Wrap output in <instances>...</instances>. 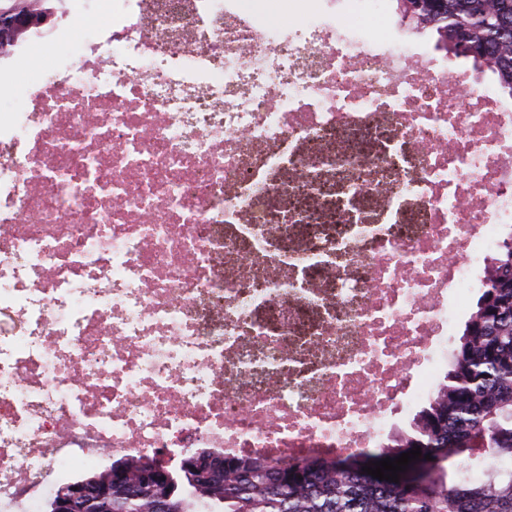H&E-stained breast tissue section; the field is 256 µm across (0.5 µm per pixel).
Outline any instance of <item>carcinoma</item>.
<instances>
[{"label":"carcinoma","mask_w":512,"mask_h":512,"mask_svg":"<svg viewBox=\"0 0 512 512\" xmlns=\"http://www.w3.org/2000/svg\"><path fill=\"white\" fill-rule=\"evenodd\" d=\"M434 31L447 29L451 51L496 76L512 95V0H446L432 15ZM512 239L505 240L484 275L476 309L465 322L451 368L409 429L396 432L385 453L416 447L437 462L433 486L377 482L338 461H268L259 456L190 465L169 476L154 459H123L122 476L107 484L108 470L80 477L95 483L110 507L100 512H197L186 486L222 494L205 499L210 512H512ZM486 446L483 478L462 462L448 479V460L464 448Z\"/></svg>","instance_id":"carcinoma-1"}]
</instances>
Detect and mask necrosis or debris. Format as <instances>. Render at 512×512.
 I'll return each mask as SVG.
<instances>
[{"label":"necrosis or debris","mask_w":512,"mask_h":512,"mask_svg":"<svg viewBox=\"0 0 512 512\" xmlns=\"http://www.w3.org/2000/svg\"><path fill=\"white\" fill-rule=\"evenodd\" d=\"M0 113V505L108 458H334L435 393L512 102L272 0H107Z\"/></svg>","instance_id":"necrosis-or-debris-1"}]
</instances>
